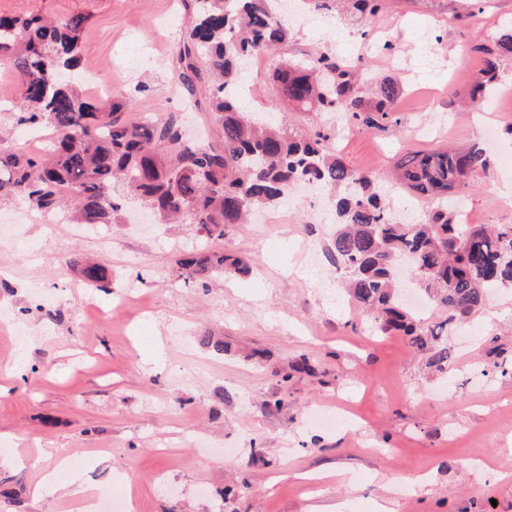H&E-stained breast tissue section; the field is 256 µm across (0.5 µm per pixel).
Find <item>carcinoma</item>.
Here are the masks:
<instances>
[{"mask_svg":"<svg viewBox=\"0 0 512 512\" xmlns=\"http://www.w3.org/2000/svg\"><path fill=\"white\" fill-rule=\"evenodd\" d=\"M183 2L193 21L176 49L178 79L192 96L205 90L206 109L219 129V140L208 145L185 142L171 118L130 123L127 100L87 97L82 81L70 76L80 64L83 17L0 16V61L19 80L18 122L57 133L46 159L0 151V195L20 196L39 213L65 206L76 224H110L122 209L112 195V183L120 179L129 195L163 220L194 224L216 241L253 212L279 206L301 183L334 189L336 231L329 253L345 272L350 301L379 332L401 333L413 349L430 353L429 365L443 369L449 352L440 329L469 319L493 290L512 285V224H462L448 204L450 192L487 172L484 150L405 153L395 167L399 187L440 203L421 220L399 223L383 198L380 178L350 168L330 148L334 128L306 135L244 108L237 91L241 61L272 56L291 38L278 0ZM308 2L326 12L345 5L368 21L385 7L384 0ZM471 51L480 67L468 103L479 109L484 93L493 89L500 57L512 56V26L487 43L474 42ZM271 80L278 97L302 112H340L360 130L385 131L400 123L394 117L395 80L363 58L347 69L336 55L315 51L302 61L275 62ZM402 263L444 314L442 322L418 319L402 305L396 276ZM76 266L87 285L110 287L105 266L90 259ZM251 270L245 257L192 250L175 261L172 275L186 286L204 287L215 273L247 276Z\"/></svg>","mask_w":512,"mask_h":512,"instance_id":"carcinoma-1","label":"carcinoma"}]
</instances>
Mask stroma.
<instances>
[{"label": "stroma", "instance_id": "obj_1", "mask_svg": "<svg viewBox=\"0 0 512 512\" xmlns=\"http://www.w3.org/2000/svg\"><path fill=\"white\" fill-rule=\"evenodd\" d=\"M494 26L439 21L469 12L468 0H387L375 23L345 13L303 11L284 51L302 58L376 40L387 25L403 67L399 125L349 130L333 148L360 172L385 174L412 150L481 143L483 120L461 106L465 74L477 71L474 40L512 25V0H483ZM0 14L84 17L81 68L97 75L88 96L130 99V121L178 116L183 130L210 124L174 73L190 22L179 0H0ZM270 66L247 70L244 106L307 132L317 113L285 110ZM19 87L0 66V150L46 155L56 138H18ZM422 126L426 139L414 138ZM491 168L464 193L489 223L512 224V197L492 193L512 179V136L488 146ZM18 196L0 198V365L15 362L0 392V512H78L66 484L45 486L56 456L79 461L92 489L122 484L132 512H512V288L464 325L448 329L447 373L428 367L405 337L377 336L344 299L342 274L325 252L334 223L320 224L295 199L275 224H240L208 242L195 225L160 224L132 199L118 224L80 236L46 234ZM246 256L249 276H214L207 289L170 275L179 254L207 244ZM319 270L304 266L303 248ZM105 265L112 288H69L75 259ZM29 335L17 344L15 330ZM222 338L228 354L200 343ZM309 372H294L299 358ZM280 408H272V401ZM315 409L344 412L349 425L308 423Z\"/></svg>", "mask_w": 512, "mask_h": 512}]
</instances>
